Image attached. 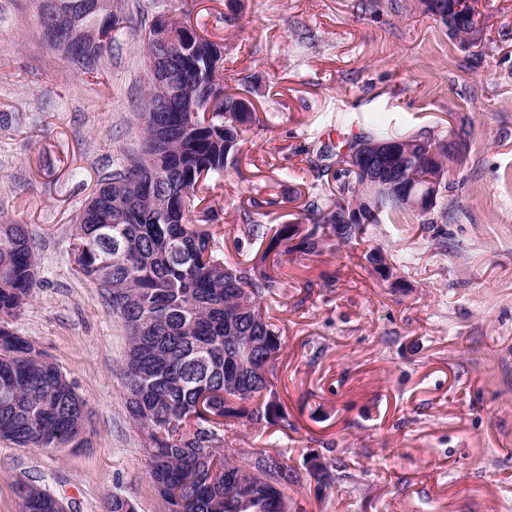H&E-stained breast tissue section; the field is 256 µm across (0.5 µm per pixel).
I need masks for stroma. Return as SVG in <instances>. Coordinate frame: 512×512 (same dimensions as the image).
<instances>
[{"label":"stroma","mask_w":512,"mask_h":512,"mask_svg":"<svg viewBox=\"0 0 512 512\" xmlns=\"http://www.w3.org/2000/svg\"><path fill=\"white\" fill-rule=\"evenodd\" d=\"M99 70L50 49L36 0H0V224L28 225L38 286L12 330L86 400L75 445L38 449L0 438V512H20L33 483L65 512H106L119 495L163 512L144 439L126 411L127 332L106 294L72 262L78 213L122 166L141 132L143 34L186 19L224 45V89L259 122L191 211L224 258L251 200L262 221L296 223L292 197L333 191L315 177L321 142L388 122L434 138L462 135L448 177L443 239L420 224L372 227L400 267L398 286L359 260L361 246L302 256L262 309L282 336L277 386L287 426L233 421V448L334 464L322 495H289L303 512H512V0H480L483 36L464 46L421 0H121Z\"/></svg>","instance_id":"stroma-1"}]
</instances>
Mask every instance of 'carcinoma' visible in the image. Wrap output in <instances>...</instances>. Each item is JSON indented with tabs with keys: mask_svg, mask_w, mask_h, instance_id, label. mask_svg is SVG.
I'll list each match as a JSON object with an SVG mask.
<instances>
[{
	"mask_svg": "<svg viewBox=\"0 0 512 512\" xmlns=\"http://www.w3.org/2000/svg\"><path fill=\"white\" fill-rule=\"evenodd\" d=\"M84 0H52L50 13H37L47 45L84 73L98 71L103 49L89 33L103 20L113 28L126 17L116 7L102 19L85 11ZM481 31L468 18L450 31L470 46ZM169 58L158 81L172 92L167 111L152 112L156 84L148 81L139 118L138 150L127 164L102 178L93 204L77 218L74 261L85 278L108 283L112 311L128 331L123 365L132 421L148 438L147 474L165 512H292V487L319 494L336 480L332 465L312 472L288 464L281 451L245 456L224 451V424L288 426L276 379L280 331L263 313L261 300L286 286L285 268L295 256H317L340 244L364 239L371 224L412 221L429 230L435 218L448 221V205L419 212L382 192L366 203V172L343 168L345 152L395 137L381 123L375 130L321 144L320 177L333 175L336 192H313L303 204L305 229L259 220L275 199L253 201L240 231L251 242H267L262 255L245 261L221 258L205 228L191 223L197 176L221 177L256 122L242 112V98L224 84L203 87L200 71L224 68V45L202 43L178 27L170 29ZM210 119L187 111L190 102ZM344 233L336 242L337 232ZM273 264H267L269 255ZM33 238L23 224H0V436L32 448H57L80 429L72 405L79 394L65 375L10 327L36 287ZM20 512H55L51 495L21 483Z\"/></svg>",
	"mask_w": 512,
	"mask_h": 512,
	"instance_id": "cac0c4a2",
	"label": "carcinoma"
}]
</instances>
